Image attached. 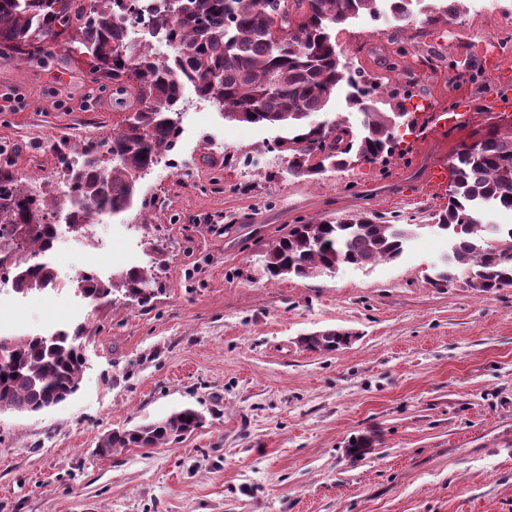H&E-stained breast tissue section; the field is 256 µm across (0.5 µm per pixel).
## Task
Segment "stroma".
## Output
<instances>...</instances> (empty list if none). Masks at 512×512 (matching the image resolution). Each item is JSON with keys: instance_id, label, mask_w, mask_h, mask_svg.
I'll list each match as a JSON object with an SVG mask.
<instances>
[{"instance_id": "35a3bbf8", "label": "stroma", "mask_w": 512, "mask_h": 512, "mask_svg": "<svg viewBox=\"0 0 512 512\" xmlns=\"http://www.w3.org/2000/svg\"><path fill=\"white\" fill-rule=\"evenodd\" d=\"M512 0H460L449 23L360 15L337 27L343 59L383 75L414 113L387 162L289 173L280 129L225 121L185 87L181 167L140 181L145 206L65 231L55 289L0 292V336L84 324L87 367L69 401L0 414V512H512V288L482 296L430 283L450 251L429 170L501 116L512 95ZM498 40L494 57L461 48ZM460 112L453 127L431 120ZM125 112L92 90L83 57L0 61V152L16 175L56 183L55 149L112 134ZM251 164H225V155ZM212 156L204 164L202 156ZM365 213L410 230L393 261L268 280L262 258L289 225ZM156 274L142 307L90 306L86 271ZM353 332L336 352L299 339ZM191 407L195 433L100 455L99 438Z\"/></svg>"}]
</instances>
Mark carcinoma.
<instances>
[{
	"mask_svg": "<svg viewBox=\"0 0 512 512\" xmlns=\"http://www.w3.org/2000/svg\"><path fill=\"white\" fill-rule=\"evenodd\" d=\"M378 12L377 0H0L3 61L19 63L57 49L78 53L103 92L107 83L125 95L134 125L119 128L98 143L79 147L75 157L57 155L60 183L39 187L0 167V239L23 224L28 232L13 249L0 253V277L11 276L15 292L27 295L53 287L55 269L47 260L57 240L52 218L67 188L78 203L99 214L131 209L138 182L170 155L179 136L178 115L186 84L199 98L224 112V119L288 127L275 144L290 172L312 179L329 168L346 170L357 162L378 163L397 147L394 127L400 107L383 99L385 84L342 62L333 32L352 17ZM425 21L436 24L456 14V0L424 6ZM144 25L150 36L175 45L160 62L149 44L123 37L125 22ZM347 87V102L362 116L356 132L344 120L311 125L332 93ZM448 206L437 226L453 240L446 268L432 284L444 288L467 273L465 287L492 294L512 287V227L506 238L486 232L478 210L486 205L512 210V129H485L461 144L450 165ZM408 231L357 214L336 222L293 224L264 257L270 279L315 277L342 265L366 267L401 256ZM154 274L131 269L106 280L86 272L77 289L90 303L120 292L142 307L154 297ZM84 327L47 334L0 336V411L33 414L70 399L85 368ZM304 348L334 352L345 347L331 330L304 336ZM199 412L187 407L164 419L109 431L98 442L101 454L117 449L159 448L198 429Z\"/></svg>",
	"mask_w": 512,
	"mask_h": 512,
	"instance_id": "1",
	"label": "carcinoma"
}]
</instances>
